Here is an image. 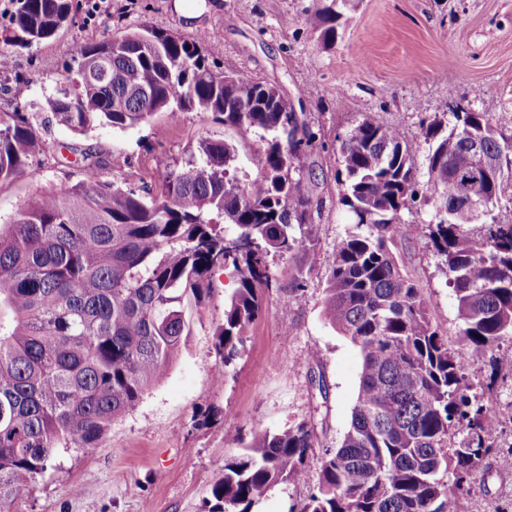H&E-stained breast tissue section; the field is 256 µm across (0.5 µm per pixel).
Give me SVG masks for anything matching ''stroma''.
Returning <instances> with one entry per match:
<instances>
[{"mask_svg": "<svg viewBox=\"0 0 512 512\" xmlns=\"http://www.w3.org/2000/svg\"><path fill=\"white\" fill-rule=\"evenodd\" d=\"M79 8L57 33L26 46L4 45L8 74L0 76V111L29 113L38 147L24 171L0 182V221L9 222L42 191L76 184L80 165L63 163L74 145L103 162V180L138 193L157 192L166 169L184 166L199 142L221 140L235 150L230 174L255 182L250 163L264 147L260 134L241 137L212 115L161 112L128 129L97 124L77 135L57 122L46 99L75 68L89 41L149 26L201 39L214 70L244 73L279 89L314 134L297 176L312 183L318 208L297 235L292 256L270 259L273 288L230 365L215 351L224 304L237 287L231 270L213 274L201 306L187 308L190 334L179 355L129 413L115 420L96 447L61 453L58 468L39 477L13 512H205L211 486L253 432L311 422V459L337 448L349 428L361 373L358 347L323 315L329 272L318 259L351 228L336 181L340 140L363 115L395 127L427 154L423 125L465 108L490 118L512 114V0H348L336 39L327 43L306 24L316 0H206L189 20L175 0H112ZM406 222L415 234L394 246L399 265L421 289L430 319L459 342L456 302L426 226L435 211L417 198ZM300 299H293V290ZM501 373L474 360L468 375L498 415L501 450L512 447V340L502 339ZM464 512H512V470H479Z\"/></svg>", "mask_w": 512, "mask_h": 512, "instance_id": "35a3bbf8", "label": "stroma"}]
</instances>
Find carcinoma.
Listing matches in <instances>:
<instances>
[{
    "label": "carcinoma",
    "instance_id": "cac0c4a2",
    "mask_svg": "<svg viewBox=\"0 0 512 512\" xmlns=\"http://www.w3.org/2000/svg\"><path fill=\"white\" fill-rule=\"evenodd\" d=\"M346 0H317L309 26L332 42ZM7 43L46 40L73 0H13ZM48 109L76 134L95 122L127 129L159 112L209 113L266 146L251 157L255 184L228 177L233 149L204 140L185 167L166 171L146 197L101 179L81 156L83 178L49 189L0 224V512L57 466L60 452L93 448L134 409L189 335L185 308L230 268L238 288L224 306L215 349L228 365L272 287L268 258L300 247L314 188L295 177L313 133L271 85L217 72L199 41L144 27L79 48ZM423 188L435 208L428 239L456 300L459 344L433 326L421 289L399 267L394 244L412 235L404 210L418 194V145L363 116L340 144V202L354 228L327 256L328 323L359 348L362 371L351 423L325 453L299 512H463L478 469L501 452L497 423L472 393L476 359L498 371L494 350L512 337V115L438 116ZM36 148L26 112H0V181L21 174ZM482 224L479 235L467 227ZM236 227L232 237L224 225ZM314 430L306 421L254 433L224 459L208 512H253L279 483L309 479Z\"/></svg>",
    "mask_w": 512,
    "mask_h": 512
}]
</instances>
